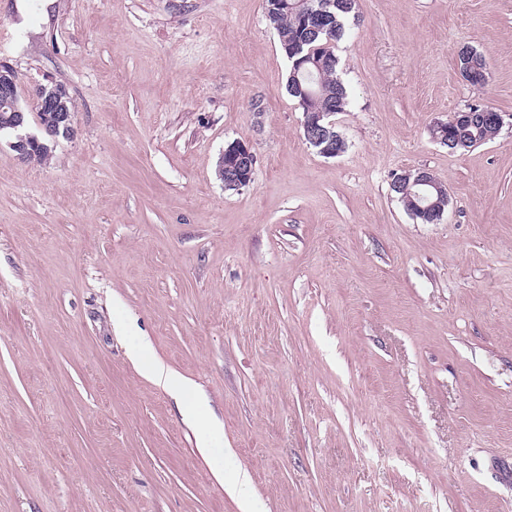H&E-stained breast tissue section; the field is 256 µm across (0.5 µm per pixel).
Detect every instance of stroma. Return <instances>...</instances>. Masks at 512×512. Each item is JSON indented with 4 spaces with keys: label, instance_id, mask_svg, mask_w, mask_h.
I'll use <instances>...</instances> for the list:
<instances>
[{
    "label": "stroma",
    "instance_id": "1",
    "mask_svg": "<svg viewBox=\"0 0 512 512\" xmlns=\"http://www.w3.org/2000/svg\"><path fill=\"white\" fill-rule=\"evenodd\" d=\"M335 53L326 157L265 0H0V62L75 115L47 163L0 140V512H512V0H356ZM472 105L493 139H432ZM235 140L256 163L228 191ZM418 169L434 224L391 190ZM481 108V112H475L477 108ZM458 116H461L463 120L469 121V122H475V121H482L485 118H488L489 121H491L493 124L486 122L485 123V129L483 130V133L478 136L474 137L470 135L469 133L476 134V130L474 128H462V127H456L451 124V120H448V124L446 123H440L434 126L431 130V134L434 139L438 140L439 142H448V140L453 144H448L449 149H456L452 151H458L460 149H465V147H468L471 149L472 146H474L476 143H484L487 140H490L493 138L498 131L502 124H503V118L502 114L500 112H494L491 109H487L485 107L481 106H472L471 111L468 112H458L455 114L454 118H457ZM446 125L448 127V138L447 137V131H446ZM498 129V130H497ZM436 131H438V134H436ZM440 131V133H439ZM468 149V150H469ZM252 147L242 141L229 143L219 158L218 175L224 187L239 189L250 182L255 165ZM127 351L130 359L138 365L145 376L164 385L167 390L175 394H182L187 390L186 383L180 377L151 358L145 345L132 343L128 346ZM183 415L185 420L200 432L199 451L206 459L215 463L216 471L224 478V453H229V449L218 446L209 407L200 402L190 403Z\"/></svg>",
    "mask_w": 512,
    "mask_h": 512
}]
</instances>
